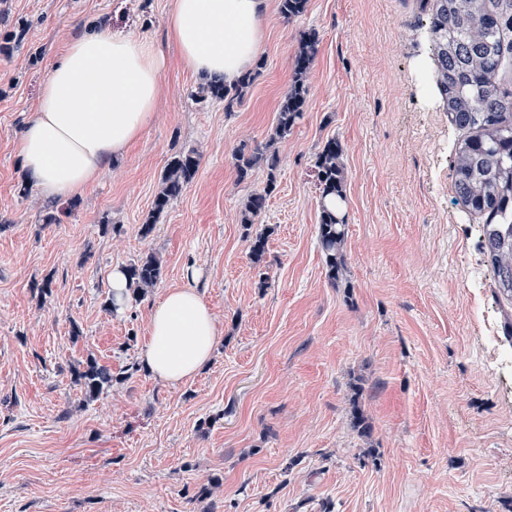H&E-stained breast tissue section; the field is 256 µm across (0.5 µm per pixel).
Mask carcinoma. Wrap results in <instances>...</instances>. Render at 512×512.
<instances>
[{
  "label": "carcinoma",
  "mask_w": 512,
  "mask_h": 512,
  "mask_svg": "<svg viewBox=\"0 0 512 512\" xmlns=\"http://www.w3.org/2000/svg\"><path fill=\"white\" fill-rule=\"evenodd\" d=\"M429 5L434 70L431 76L451 122L465 131L454 156L455 201L484 217L481 247L487 257L496 294L512 301V0H423ZM307 0H279V13L288 20L305 11ZM317 51V36H301L292 60L293 81L284 92L276 124L268 141L251 147L241 144L234 153L238 179L267 169V185L240 201V223L251 229L265 210L275 182L278 153L275 144L292 133L307 102L305 80ZM254 77L247 75L227 86L211 81L196 93L199 100L224 102L227 112L241 104ZM200 164L194 149L181 151L168 164L161 188L142 233L147 235L168 206L179 198ZM322 199L345 197L341 144L327 139L316 157ZM347 225L338 207L322 205L318 238L326 274L336 282L345 270ZM268 230L249 239V256L256 266L266 254ZM131 299L141 300L162 275L158 258L148 255L126 267ZM76 381L89 398L112 385V371L89 357Z\"/></svg>",
  "instance_id": "obj_1"
}]
</instances>
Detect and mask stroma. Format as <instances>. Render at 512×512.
I'll list each match as a JSON object with an SVG mask.
<instances>
[{
  "label": "stroma",
  "mask_w": 512,
  "mask_h": 512,
  "mask_svg": "<svg viewBox=\"0 0 512 512\" xmlns=\"http://www.w3.org/2000/svg\"><path fill=\"white\" fill-rule=\"evenodd\" d=\"M173 0H0V512H512V388L482 360L506 334L479 216L454 199L463 134L421 63V0H307L264 19L248 95L198 101L165 26ZM158 44V107L126 154L78 195L23 184L16 144L48 63L93 25ZM316 33L302 120L278 146L262 265L238 206L233 154L265 143L302 34ZM346 168V268L325 271L315 159ZM199 168L142 234L165 170ZM266 190V189H265ZM162 277L123 312L109 274L146 255ZM49 291H42V284ZM197 289L220 336L171 387L139 361L151 311ZM112 384L86 397L87 358ZM362 414L370 435L353 424Z\"/></svg>",
  "instance_id": "stroma-1"
}]
</instances>
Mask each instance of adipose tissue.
<instances>
[{"mask_svg":"<svg viewBox=\"0 0 512 512\" xmlns=\"http://www.w3.org/2000/svg\"><path fill=\"white\" fill-rule=\"evenodd\" d=\"M268 9L269 0H173L167 32L186 69L230 86L258 61ZM165 65L154 43L107 26L71 39L51 61L18 140L26 180L56 198L97 182L152 119ZM218 337L197 290L171 288L151 311L139 359L153 378L174 387L210 362Z\"/></svg>","mask_w":512,"mask_h":512,"instance_id":"1","label":"adipose tissue"}]
</instances>
